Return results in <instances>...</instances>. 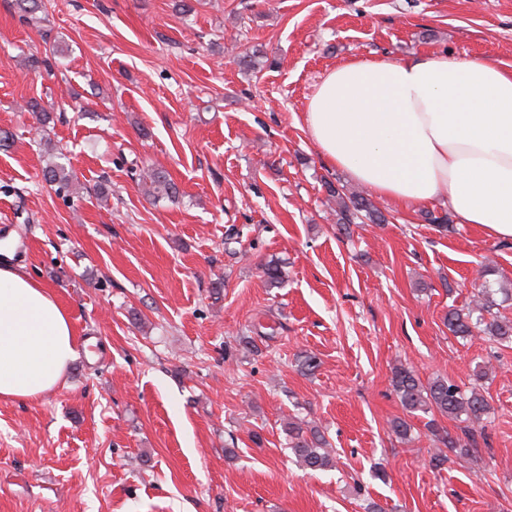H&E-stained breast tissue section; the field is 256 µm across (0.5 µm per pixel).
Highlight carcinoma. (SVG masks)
Instances as JSON below:
<instances>
[{
  "label": "carcinoma",
  "mask_w": 512,
  "mask_h": 512,
  "mask_svg": "<svg viewBox=\"0 0 512 512\" xmlns=\"http://www.w3.org/2000/svg\"><path fill=\"white\" fill-rule=\"evenodd\" d=\"M63 153L55 155L43 170V179L54 188L58 195L65 197L72 193L76 183V174L65 164L59 162ZM140 184L146 188L148 196L153 198H174L178 194L176 185L167 174L158 168L139 174ZM328 194L336 198V223L356 224L367 220L373 224H383L386 217L361 192L345 193L333 183H325ZM492 268L482 266L478 272V282L470 304L464 309L448 310V330L456 337L465 339L474 332L488 335V339L501 344L512 341V321L492 311L493 288L487 276ZM392 386L398 394L403 407L411 414L421 411L425 414L437 412L452 419L465 418L468 422H478L488 413L489 405L477 388L462 390L448 379H436L426 385L416 377L414 371L404 365L397 367L393 373ZM428 426L437 441L448 448H454L462 454H468L470 444L452 437L448 432H440L434 421ZM288 436L292 450L304 468L311 471L325 470L333 467V457L328 451V441L315 429L304 430L302 424L288 422Z\"/></svg>",
  "instance_id": "cac0c4a2"
}]
</instances>
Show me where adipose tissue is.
<instances>
[{
    "label": "adipose tissue",
    "mask_w": 512,
    "mask_h": 512,
    "mask_svg": "<svg viewBox=\"0 0 512 512\" xmlns=\"http://www.w3.org/2000/svg\"><path fill=\"white\" fill-rule=\"evenodd\" d=\"M304 124L321 156L374 195L407 210L447 205L512 242V71L448 52L348 61L316 86ZM75 356L52 291L0 263V400H38Z\"/></svg>",
    "instance_id": "adipose-tissue-1"
}]
</instances>
